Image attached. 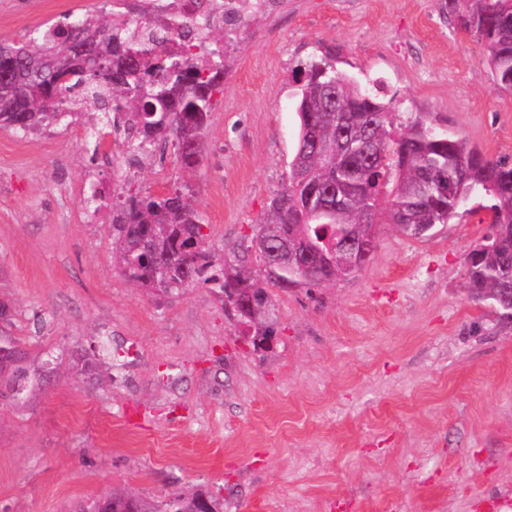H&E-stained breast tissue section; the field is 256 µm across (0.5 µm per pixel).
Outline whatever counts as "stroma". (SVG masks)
Segmentation results:
<instances>
[{"label":"stroma","mask_w":512,"mask_h":512,"mask_svg":"<svg viewBox=\"0 0 512 512\" xmlns=\"http://www.w3.org/2000/svg\"><path fill=\"white\" fill-rule=\"evenodd\" d=\"M442 0H279L226 57L207 155H92L83 123L0 127V336L26 352L0 386V512H80L107 492L155 504L202 491L223 512H512V322L466 291L492 227L467 208L424 238L375 226L350 277L274 285L257 347L220 289L162 293L123 277L90 187L161 194L189 183L208 249L250 243L296 149L297 72L333 55L381 83L398 127L421 120L486 157H512V91ZM102 0H0V42Z\"/></svg>","instance_id":"35a3bbf8"}]
</instances>
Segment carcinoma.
I'll return each mask as SVG.
<instances>
[{
    "label": "carcinoma",
    "mask_w": 512,
    "mask_h": 512,
    "mask_svg": "<svg viewBox=\"0 0 512 512\" xmlns=\"http://www.w3.org/2000/svg\"><path fill=\"white\" fill-rule=\"evenodd\" d=\"M223 0H191L175 15L126 8V20L112 12L66 15L44 31L0 43V125L26 133L49 130L90 113L87 124L96 152L104 137L124 135L133 162L172 146L180 167L192 175L206 152L213 97L224 91V39L247 17L224 18ZM448 17L483 47L496 84L512 90V0H445ZM207 29L202 52L179 54L176 39L192 42L198 25ZM70 51L69 67L51 59ZM296 112L298 142L288 184L269 205L262 231L301 236L321 256L304 269L305 283L339 279L345 256L341 241L364 236L382 220L417 237L448 223L472 195L481 202L496 233L465 257L467 293L512 321V157L486 158L466 141L438 134L422 122L402 130L392 101L362 88L329 59L299 72ZM66 102L69 111L59 110ZM112 236L121 273L141 287L169 293L200 281L218 283L239 317L254 323L268 312L270 297L243 272L252 245L234 255L236 283L215 274L213 256L191 195L177 188L112 194ZM250 288L245 301L228 292ZM12 360L6 384L20 393L25 372L21 351L3 345ZM200 493L174 494L153 509L131 496L106 493L80 512H197Z\"/></svg>",
    "instance_id": "obj_1"
}]
</instances>
